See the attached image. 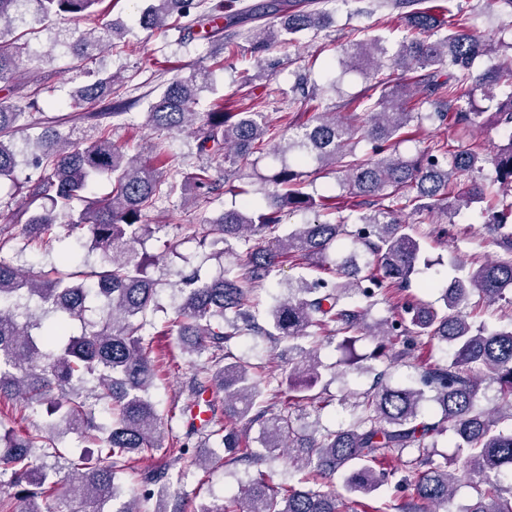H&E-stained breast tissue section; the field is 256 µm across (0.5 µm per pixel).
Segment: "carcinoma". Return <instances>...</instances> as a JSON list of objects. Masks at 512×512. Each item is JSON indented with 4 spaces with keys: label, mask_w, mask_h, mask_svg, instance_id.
<instances>
[{
    "label": "carcinoma",
    "mask_w": 512,
    "mask_h": 512,
    "mask_svg": "<svg viewBox=\"0 0 512 512\" xmlns=\"http://www.w3.org/2000/svg\"><path fill=\"white\" fill-rule=\"evenodd\" d=\"M139 16L144 29H163L172 22L195 18L197 26L210 27L211 39L224 35V47H234L232 36L218 24L224 0H147ZM450 0H382L378 7L398 12L408 27L423 34L400 42L393 52L382 39L370 38L344 50L343 64L364 70L370 78L368 93L359 102L361 112L343 117L331 109L325 96L302 93L301 103L312 119L295 128L288 142L268 146L267 125L261 112H226L215 104L199 119V92L212 83V72L201 68L175 78L149 103L147 126L156 132L187 131L197 140V153L206 163L180 182L159 178L157 169L112 142L108 120L123 116L125 103L115 102L109 112L91 116L97 137L88 144L71 139L64 121L43 126L29 113L0 99V181L14 179L21 165L38 172L34 180L18 187L25 202L12 216L3 217L0 250L16 236L9 225H22V246L44 243L58 224L67 236L89 242L102 262L87 271L64 273L56 266L19 270L0 259V394L21 399L23 408L37 411L53 400L48 420L25 434L0 421V476L16 492L0 496V512H45L39 500L51 499L53 512H77L91 503L95 512H142L140 504L162 494L170 484V470L189 454L198 437L215 441L232 455L231 461L248 466L286 459L288 468L304 474L300 485L276 484L265 473L239 486L226 502L203 506L197 512H344L345 498L334 489L306 488L316 477L339 478L343 490L369 495L395 476L377 467L395 459L403 472L398 483L410 486L415 499L400 506L402 512H512V483H501L512 473V329H492L470 320L465 308L472 293L491 305L512 303V210L494 214L486 228L500 249L496 258L455 276L443 288L439 308L406 294L418 272L420 243L400 213L455 207L469 208L490 197L512 192V91L497 99L496 88L505 77L488 68L474 73L477 60L496 52L493 40L468 30H450L440 36ZM105 0H0V81L13 78L29 60L28 40L15 34V24L42 25L55 17L96 21L106 14ZM278 16V22L247 29L250 57L262 58L285 34L319 31L328 13L305 0L294 9L277 3L245 7L236 24ZM125 31L115 25L96 26L66 34L74 68L84 82L71 94L81 107L114 94L121 76L87 67L90 51L103 42L120 39ZM410 74L399 92L388 89L381 76L385 65ZM448 72L441 81L439 74ZM495 103L493 124L509 130L507 142L491 158L469 145L448 153V144L435 143L414 158L397 154L396 144L409 136L411 123H442L451 118L467 128L477 124V92ZM428 105L430 111L419 107ZM25 131L24 147L14 144ZM369 152L359 157L360 142ZM269 151L281 162L268 179L263 198L258 191L239 188L248 196L243 207L224 211L197 226L185 225L189 238L204 245H226L232 261L219 275L203 280L193 270L180 275L177 317L170 326L193 340L183 347L190 355L211 352L193 378L192 404L181 416L187 425L183 437L172 438L166 452L173 458L138 470L132 463L150 459L163 450L162 417L151 400L159 365L150 356L144 331L160 309L156 283L147 275L151 256L138 246L150 233L144 212L162 199L181 194L184 204L196 203L218 190L212 162L224 163V184L242 176L250 158ZM491 161L495 177L478 181L472 174ZM336 169L343 173L348 194L358 199L351 214L339 221L298 224L279 234L284 212H320L335 208L333 197L317 198L303 191V168ZM111 181L104 198L87 197L102 177ZM389 199L395 207L366 208L372 199ZM267 240L237 253L232 244L253 238ZM350 241L353 249L336 258L329 278L299 277L288 285V297L268 312V327L258 323L257 292L284 257L317 266L337 241ZM401 293L404 315L368 323L370 308L379 299ZM103 303V315L86 317L88 304ZM58 319L44 326L51 315ZM72 321L81 324L78 335L68 331ZM332 329L347 335L341 346L349 353L347 364L358 357L353 336L371 339L373 349L363 358L374 360L372 383L361 393L346 392L341 403L352 407L356 418L345 428L317 425L308 430L295 425V412L325 402L310 394L321 377L323 363L317 337L310 328ZM267 335L288 343L295 356L283 377L249 360L235 356L231 345L242 333ZM446 344L451 357L421 367L419 379L389 383L390 369L414 356L424 345ZM499 385L495 406L477 405L480 384ZM224 394V418L197 426L192 415L206 393ZM105 405L107 423L96 420V407ZM261 429V449L242 442L254 425ZM453 431L457 467L434 462L435 438ZM74 434L97 448L70 456L59 450V435ZM68 464V484L60 487L59 466ZM135 470L138 493L121 501L118 477ZM473 484L476 497L454 505L461 479Z\"/></svg>",
    "instance_id": "cac0c4a2"
}]
</instances>
